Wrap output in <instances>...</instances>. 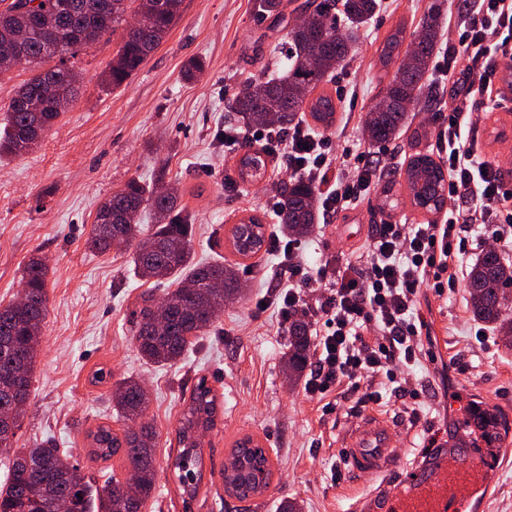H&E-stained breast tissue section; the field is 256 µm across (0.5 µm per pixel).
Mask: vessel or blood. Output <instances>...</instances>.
<instances>
[{
  "mask_svg": "<svg viewBox=\"0 0 512 512\" xmlns=\"http://www.w3.org/2000/svg\"><path fill=\"white\" fill-rule=\"evenodd\" d=\"M354 435L341 449L342 460L357 475L378 485L355 508L357 512H472L486 501L503 449L484 453L458 448L439 456L429 471L401 474L393 453V426L388 417L371 413L357 419Z\"/></svg>",
  "mask_w": 512,
  "mask_h": 512,
  "instance_id": "b4317fda",
  "label": "vessel or blood"
}]
</instances>
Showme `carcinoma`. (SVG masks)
Returning a JSON list of instances; mask_svg holds the SVG:
<instances>
[{
    "label": "carcinoma",
    "mask_w": 512,
    "mask_h": 512,
    "mask_svg": "<svg viewBox=\"0 0 512 512\" xmlns=\"http://www.w3.org/2000/svg\"><path fill=\"white\" fill-rule=\"evenodd\" d=\"M0 38L15 31L27 35L26 51L31 58L30 77L10 98L6 122L0 134V157H22L33 150L27 141L44 133L59 118L49 111L35 117L18 102L23 97L49 93L57 77L66 71L65 57L82 48L80 37L89 28L109 33L126 21L131 4L136 0H0ZM151 15L145 30L132 41L120 45L112 62L104 71L103 82L122 85L139 69L144 60L160 44L180 18L185 0H147ZM333 0H321L312 13L307 28L295 26L287 34L286 70L269 78L249 76L243 82L232 109L244 128L268 127L275 130L291 125L300 112H308L324 129L332 126L336 104L332 96L321 90L336 69L354 49L355 30L370 18L377 0H344L343 13L349 27L340 28L329 18ZM404 27L389 33L380 46L382 67L396 65L392 80L379 101L366 112L363 132L371 143L395 138L403 127L409 107L420 101L429 107L435 100L429 91V71L440 37L439 13L432 12L417 31L411 34L410 48L400 54ZM59 64L48 70L51 59ZM268 156L262 149L245 154L237 171L239 179L251 183L263 178ZM404 179L416 206L437 211L445 202L443 167L430 155L415 154L404 170ZM317 190L308 181L293 178L277 187L279 207L277 221L286 237L310 234L319 223L315 205ZM178 188L173 185H145L129 180L112 193L99 207L87 244L107 251L112 242H124L138 232V220L150 208L160 218L171 217L165 224L141 239L133 257L139 276L144 280L183 276L177 286L163 296L168 305V318L163 330L152 325L154 299L138 314L135 341L142 357L159 364L179 360L188 347L189 338L209 331L224 308V299L240 291L233 268L222 263H195L191 258L187 218L171 216L176 207ZM261 220L252 216L232 231V240L240 254L252 252L264 243L256 233ZM47 267L32 258L22 272L27 305L19 310L12 303L0 305V411L13 402L11 381L7 374L18 364L23 369V395L29 396L33 367L41 342L42 323L47 314ZM471 313L475 320L497 330L504 347L512 351V316L506 313L512 304V260L495 250L483 251L471 266L466 282ZM310 323L307 316H295L288 324V351L284 353L283 370L291 384L297 383L308 363ZM150 400L142 386L132 378L113 384L112 406L117 416L129 423L118 435L101 425L89 433L92 454L107 460L121 455L138 484L131 497L124 485L109 481L101 490L92 487L78 467L70 464L49 440L31 448L13 449L8 477L0 488V512H59L61 502L68 503L66 512H142L145 502L156 490V432L142 422ZM217 401L206 381L201 379L192 390L178 422V453L172 462L175 476L183 492L196 494L203 472L201 438L216 425ZM246 445L237 442L230 454V468L236 472L233 496L247 498L242 486L250 484L251 461Z\"/></svg>",
    "instance_id": "1"
}]
</instances>
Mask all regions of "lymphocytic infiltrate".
Instances as JSON below:
<instances>
[{"label": "lymphocytic infiltrate", "mask_w": 512, "mask_h": 512, "mask_svg": "<svg viewBox=\"0 0 512 512\" xmlns=\"http://www.w3.org/2000/svg\"><path fill=\"white\" fill-rule=\"evenodd\" d=\"M471 13L452 29L455 54L468 58V81L459 103L435 115L438 154L448 176V197L470 202L468 219L480 225L478 245L512 249V190L504 189L498 169L481 160L470 136L473 116L491 101L497 71L491 58L512 60V0H473ZM270 155L292 175L315 183L318 203L338 212L367 194L377 180L373 166L350 169L348 151L332 137L299 124L285 133L255 130ZM460 216L449 209L439 224H382L358 261L335 276L312 273L299 246L286 241L280 253L287 277L278 289L283 317L300 308L301 291L321 289L313 313L317 342L315 369L306 391L322 396L343 384L367 383V401L381 403L380 382L407 379L419 362L427 325L417 310L423 289L441 295L459 284L460 257L467 240Z\"/></svg>", "instance_id": "lymphocytic-infiltrate-1"}]
</instances>
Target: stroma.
<instances>
[{
	"mask_svg": "<svg viewBox=\"0 0 512 512\" xmlns=\"http://www.w3.org/2000/svg\"><path fill=\"white\" fill-rule=\"evenodd\" d=\"M307 0H283L280 15L262 14L255 0H185L181 18L157 50L122 86L107 89L101 75L116 54L123 26L97 44L79 49L66 64L80 80L74 99L38 146L20 158L0 160V304L14 301L21 269L35 255L46 259L48 313L42 326L31 392L13 445L28 448L51 438L94 486L123 479L121 456L89 453L87 433L99 425L122 433L112 407L111 383L93 381L110 370L113 381L139 379L150 405L145 415L157 433L156 492L143 512H277L298 500L303 512H349L366 486L348 472L340 446L354 421L370 413L363 389L340 387L329 399L288 385L283 356L288 331L281 326L275 290L283 276L270 247L243 256L230 243L241 219L276 224L262 204L289 172L268 167L254 184L238 181L237 163L256 144L224 148L233 125L231 105L244 78L260 74L271 49L281 44ZM467 0H379L350 58L325 90L336 102L331 136L352 159L379 161L383 181L394 184L396 208L380 210L379 191L337 213H321L314 232L300 242L310 267L334 273L362 252L380 224L441 222L416 207L399 179L410 157L436 155L432 109L409 112L389 144L370 146L363 133L369 107L390 76L377 49L398 23L415 31L431 7L442 24L455 22ZM199 59L203 71L185 80L182 70ZM494 107L476 119L481 157L498 164L512 188V88L498 85ZM164 179L179 188V205L191 216V245L198 262L221 261L236 273L239 295L229 298L213 328L184 358L166 366L147 363L134 337L133 314L144 295L161 296L167 285L134 274L136 241L105 252L88 249L97 209L130 179ZM418 311L429 325L415 376L383 392L379 413L394 427L400 471L425 468L454 433L467 425L448 414V397L473 399L497 419L500 437L512 441V353L497 332L475 321L464 288L436 296L422 293ZM219 399L218 421L205 437L203 480L184 503L169 467L177 452L175 430L198 381ZM253 437L266 448L272 475L266 492L247 502L224 488V467L236 441Z\"/></svg>",
	"mask_w": 512,
	"mask_h": 512,
	"instance_id": "stroma-1",
	"label": "stroma"
}]
</instances>
